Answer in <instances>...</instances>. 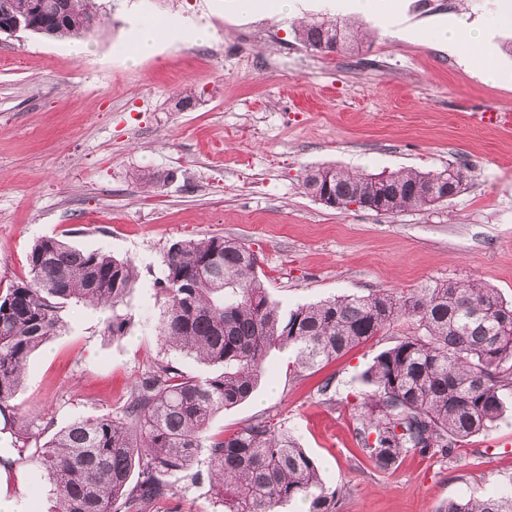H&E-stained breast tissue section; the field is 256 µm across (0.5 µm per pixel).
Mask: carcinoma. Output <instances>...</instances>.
<instances>
[{
  "mask_svg": "<svg viewBox=\"0 0 512 512\" xmlns=\"http://www.w3.org/2000/svg\"><path fill=\"white\" fill-rule=\"evenodd\" d=\"M17 17L51 38L82 37L100 23L97 0H0V27ZM304 47L353 51L360 30L337 18L295 30ZM465 167L386 174L313 167L302 185L333 208L370 200L385 214L422 209L435 185L461 192ZM159 335L164 344L219 368L189 376L168 358L155 360L132 386L120 415L82 418L41 442L43 432L12 420L17 461L42 468L53 488L52 512H183L171 479L205 456L208 479L224 512H277L303 501L308 512H336L341 489L327 487L315 461L288 430L256 420L232 434L210 432L213 418L246 401L266 373L273 349L295 353L311 369L348 353L406 318L415 331L377 354L362 374L371 387L357 409L355 438L369 461L390 470L409 452L449 458L457 444L491 427L512 393V301L478 280L408 292L374 290L284 309L256 271L254 252L212 236L172 243L164 256ZM138 280L130 259L83 251L54 238L35 242L27 276L0 296V412L22 387L32 353L64 328L70 304L112 310L105 331L127 334L128 298ZM438 512H512V479L486 498L450 500Z\"/></svg>",
  "mask_w": 512,
  "mask_h": 512,
  "instance_id": "carcinoma-1",
  "label": "carcinoma"
}]
</instances>
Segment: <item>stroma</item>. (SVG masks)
Here are the masks:
<instances>
[{"mask_svg":"<svg viewBox=\"0 0 512 512\" xmlns=\"http://www.w3.org/2000/svg\"><path fill=\"white\" fill-rule=\"evenodd\" d=\"M103 22L77 54L69 39L0 34V295L25 276L34 242L57 237L132 259L131 327L114 338L106 311L72 305L66 330L34 352L15 412L46 434L112 415L165 350L155 282L184 238L224 236L250 248L282 306L378 288L407 291L478 279L512 300V0H398L419 36L404 40L348 0H300L296 17L243 14L237 0H98ZM179 16L208 40L162 43L132 63L140 25ZM341 17L373 35L359 51L323 54L296 41V19ZM496 19L502 78L485 81L431 40L438 25ZM192 93L194 106L181 108ZM466 163L462 191L391 215L330 209L305 193V169L441 171ZM161 178L160 188L147 186ZM414 324L390 330L321 369L294 371L272 350L249 400L218 414L232 433L284 423L330 488L338 512H437L482 499L512 478V409L459 444L451 460L416 452L376 470L354 438L362 372ZM329 384V395L320 387Z\"/></svg>","mask_w":512,"mask_h":512,"instance_id":"obj_1","label":"stroma"}]
</instances>
